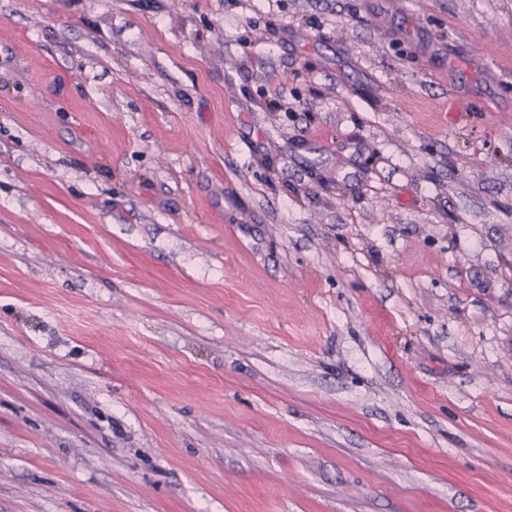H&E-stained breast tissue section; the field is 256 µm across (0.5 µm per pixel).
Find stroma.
I'll list each match as a JSON object with an SVG mask.
<instances>
[{"label":"stroma","mask_w":512,"mask_h":512,"mask_svg":"<svg viewBox=\"0 0 512 512\" xmlns=\"http://www.w3.org/2000/svg\"><path fill=\"white\" fill-rule=\"evenodd\" d=\"M0 512H512V0H0Z\"/></svg>","instance_id":"stroma-1"}]
</instances>
